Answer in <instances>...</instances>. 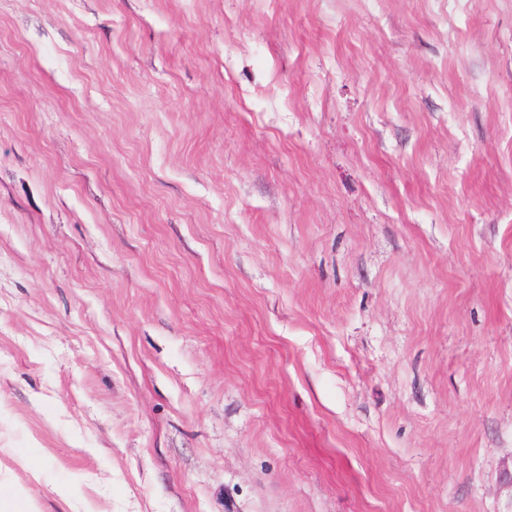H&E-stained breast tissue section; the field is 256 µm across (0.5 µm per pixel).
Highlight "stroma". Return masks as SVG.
I'll list each match as a JSON object with an SVG mask.
<instances>
[{
    "instance_id": "stroma-1",
    "label": "stroma",
    "mask_w": 512,
    "mask_h": 512,
    "mask_svg": "<svg viewBox=\"0 0 512 512\" xmlns=\"http://www.w3.org/2000/svg\"><path fill=\"white\" fill-rule=\"evenodd\" d=\"M0 512H512V0H0Z\"/></svg>"
}]
</instances>
